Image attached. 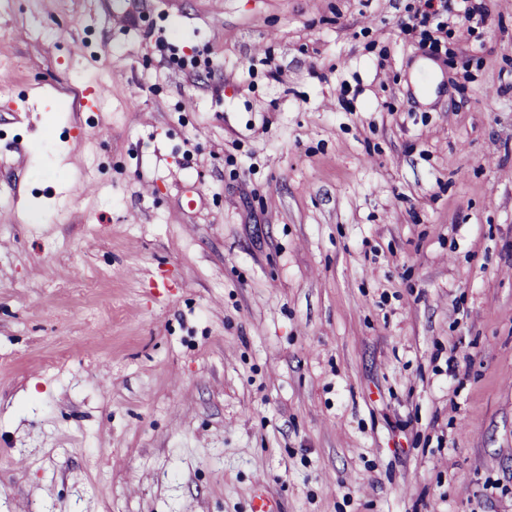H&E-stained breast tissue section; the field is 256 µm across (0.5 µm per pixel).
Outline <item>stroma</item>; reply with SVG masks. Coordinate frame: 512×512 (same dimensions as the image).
I'll list each match as a JSON object with an SVG mask.
<instances>
[{
  "label": "stroma",
  "mask_w": 512,
  "mask_h": 512,
  "mask_svg": "<svg viewBox=\"0 0 512 512\" xmlns=\"http://www.w3.org/2000/svg\"><path fill=\"white\" fill-rule=\"evenodd\" d=\"M423 6L0 0V512H512V0ZM451 0H439L437 8L434 7L432 1H427L425 9L417 10L407 19L401 21L400 27L402 31H418L421 36L419 41L420 48H428L432 51H438L440 38L434 34H441L447 29V14L452 13ZM446 16V18H445Z\"/></svg>",
  "instance_id": "1"
}]
</instances>
